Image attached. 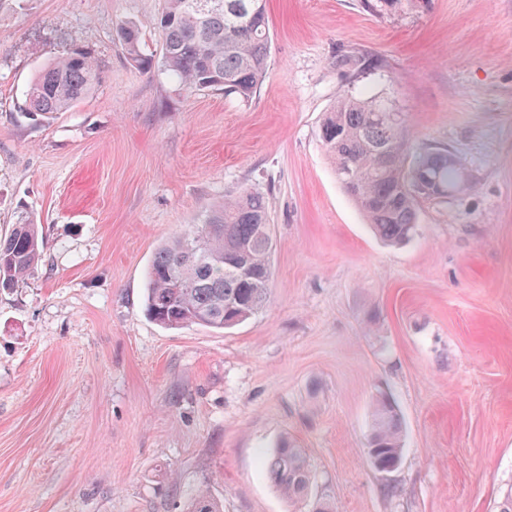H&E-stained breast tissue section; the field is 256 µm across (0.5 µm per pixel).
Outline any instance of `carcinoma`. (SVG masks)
Masks as SVG:
<instances>
[{"label": "carcinoma", "instance_id": "carcinoma-1", "mask_svg": "<svg viewBox=\"0 0 512 512\" xmlns=\"http://www.w3.org/2000/svg\"><path fill=\"white\" fill-rule=\"evenodd\" d=\"M190 2L167 0L157 21L165 68L188 89L213 88L249 100L263 82L270 53L267 0H206L202 12ZM118 38L131 61L152 68L135 23H122ZM100 75L98 59L74 46L39 71L26 90L24 111L64 112L95 88ZM389 111L374 98L341 96L324 115L320 141L344 191L374 232L387 243L402 244L416 234L421 204L447 197L468 175L449 162L446 149L412 154L405 121L383 117ZM269 215L268 197L242 189L210 210L195 230L160 246L147 274L149 318L168 328L229 329L262 310L271 280ZM40 258L38 225L22 215L0 236V288L18 285ZM368 443L386 462L402 457L401 419L385 396L373 402ZM267 473L288 500L303 498L312 480L306 449L291 437L282 439ZM186 512H221V505L201 490Z\"/></svg>", "mask_w": 512, "mask_h": 512}]
</instances>
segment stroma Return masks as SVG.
I'll return each mask as SVG.
<instances>
[{
	"label": "stroma",
	"mask_w": 512,
	"mask_h": 512,
	"mask_svg": "<svg viewBox=\"0 0 512 512\" xmlns=\"http://www.w3.org/2000/svg\"><path fill=\"white\" fill-rule=\"evenodd\" d=\"M167 0H0V234L43 227L41 262L0 292V512H497L512 484V0H267L250 100L163 66ZM140 27L154 65L116 37ZM101 63L70 110L23 112L73 45ZM361 67L340 68L338 56ZM384 100L413 149L469 175L425 201L404 245L374 235L319 139L342 95ZM268 196L263 310L214 329L144 312L156 249L225 196ZM403 426L367 459L372 399ZM293 436L313 467L288 501L265 463ZM117 35L128 58L143 69L150 70L153 60L142 51L139 27L133 22H124L118 28Z\"/></svg>",
	"instance_id": "obj_1"
}]
</instances>
